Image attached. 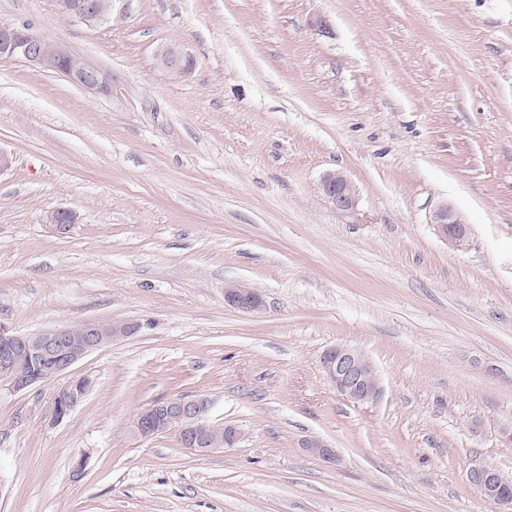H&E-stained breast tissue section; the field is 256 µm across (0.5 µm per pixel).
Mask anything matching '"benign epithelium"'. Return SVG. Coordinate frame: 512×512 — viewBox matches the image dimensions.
<instances>
[{
  "label": "benign epithelium",
  "instance_id": "obj_1",
  "mask_svg": "<svg viewBox=\"0 0 512 512\" xmlns=\"http://www.w3.org/2000/svg\"><path fill=\"white\" fill-rule=\"evenodd\" d=\"M57 13L75 17L88 24L105 20L109 0H54ZM163 66L174 75L189 70V57L170 46L160 54ZM23 62L46 72L63 76L70 83L101 95L112 93L110 77L85 58L64 46L45 39L30 25L0 22V62ZM321 192L338 209L352 206L355 190L341 171L326 173ZM76 214L58 209L46 222L61 233L76 223ZM438 236L456 249L469 241L470 228L463 217L443 206L432 217ZM224 301L231 307L250 312L261 306L259 294L242 285L224 289ZM141 323L133 320L96 322L59 326L33 336L17 335L0 326V376L15 391H24L51 381L66 373L91 352L114 341L135 336ZM322 369L336 391L356 403H367L380 393V380L368 358L358 349L337 345L321 357ZM87 390L84 379L73 381L55 390L49 411L52 418L66 416ZM211 403L203 396L172 397L152 403L132 420V433L149 439L159 433L176 432L185 448L198 453L211 450L210 433L215 426L209 422ZM469 483L487 500L498 506V512H512V492L503 488L506 480L499 470L484 462L474 463L468 471Z\"/></svg>",
  "mask_w": 512,
  "mask_h": 512
}]
</instances>
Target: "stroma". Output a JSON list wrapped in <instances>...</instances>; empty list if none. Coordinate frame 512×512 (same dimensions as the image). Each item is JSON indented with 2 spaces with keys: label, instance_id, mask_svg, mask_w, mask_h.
Returning <instances> with one entry per match:
<instances>
[{
  "label": "stroma",
  "instance_id": "stroma-1",
  "mask_svg": "<svg viewBox=\"0 0 512 512\" xmlns=\"http://www.w3.org/2000/svg\"><path fill=\"white\" fill-rule=\"evenodd\" d=\"M0 20L112 79L0 62V326L142 324L57 380L0 379V512H496L467 471L512 476V0H111L97 25L0 0ZM331 170L352 207L322 196ZM232 285L261 307L226 305ZM337 344L373 363L374 401L327 380ZM197 395L235 447L131 434ZM160 59L163 66L174 75H182L190 69L188 64L190 58L178 47H167L160 54ZM320 189L323 196L338 209H347L353 204L354 187L341 171L327 172L322 178ZM432 223L438 236L456 249H463L469 241V225L460 214L446 206L433 213ZM87 386V381L81 379L57 388L51 397L49 405L52 418L59 420L66 416L82 399Z\"/></svg>",
  "mask_w": 512,
  "mask_h": 512
}]
</instances>
